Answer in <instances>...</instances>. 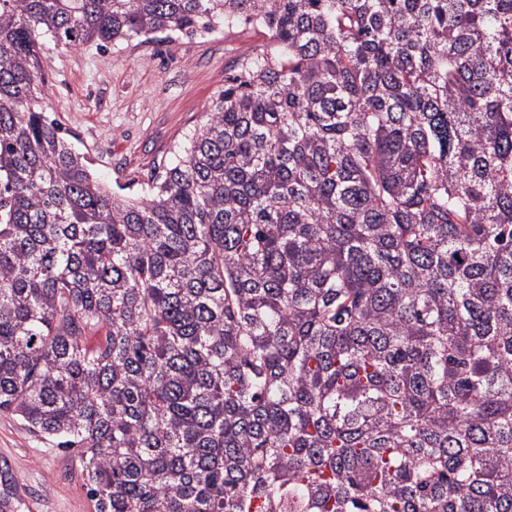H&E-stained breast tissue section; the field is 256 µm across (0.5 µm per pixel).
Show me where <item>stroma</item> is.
<instances>
[{
	"label": "stroma",
	"instance_id": "1",
	"mask_svg": "<svg viewBox=\"0 0 512 512\" xmlns=\"http://www.w3.org/2000/svg\"><path fill=\"white\" fill-rule=\"evenodd\" d=\"M269 41L268 31L249 25L104 49L49 41L45 110L113 195L134 198L173 160L238 59ZM7 486L22 492L15 512H95L72 453L0 413V490Z\"/></svg>",
	"mask_w": 512,
	"mask_h": 512
}]
</instances>
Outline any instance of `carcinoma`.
Listing matches in <instances>:
<instances>
[{
    "instance_id": "1",
    "label": "carcinoma",
    "mask_w": 512,
    "mask_h": 512,
    "mask_svg": "<svg viewBox=\"0 0 512 512\" xmlns=\"http://www.w3.org/2000/svg\"><path fill=\"white\" fill-rule=\"evenodd\" d=\"M271 32L112 193L41 53ZM0 412L96 512H512V0H0Z\"/></svg>"
}]
</instances>
